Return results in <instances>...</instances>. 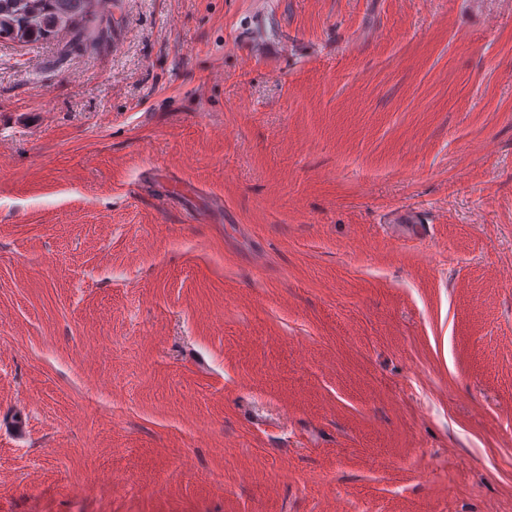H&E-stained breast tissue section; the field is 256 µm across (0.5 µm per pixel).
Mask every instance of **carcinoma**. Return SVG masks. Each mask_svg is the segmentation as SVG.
Masks as SVG:
<instances>
[{"mask_svg": "<svg viewBox=\"0 0 512 512\" xmlns=\"http://www.w3.org/2000/svg\"><path fill=\"white\" fill-rule=\"evenodd\" d=\"M105 0H0V40L33 43L69 30L92 37L89 24Z\"/></svg>", "mask_w": 512, "mask_h": 512, "instance_id": "carcinoma-1", "label": "carcinoma"}]
</instances>
